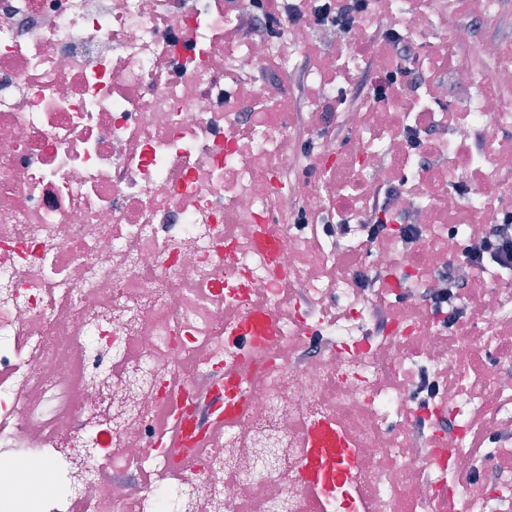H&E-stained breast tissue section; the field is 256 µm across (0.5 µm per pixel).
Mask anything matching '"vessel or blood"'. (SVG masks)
Here are the masks:
<instances>
[{
	"instance_id": "1",
	"label": "vessel or blood",
	"mask_w": 512,
	"mask_h": 512,
	"mask_svg": "<svg viewBox=\"0 0 512 512\" xmlns=\"http://www.w3.org/2000/svg\"><path fill=\"white\" fill-rule=\"evenodd\" d=\"M275 333V316L261 310L232 326V336L249 348L250 355L225 366L224 413L206 429H198L179 407L168 404L161 409L156 423L158 446L177 452L184 471L194 472L205 450L223 434L225 426L236 423L246 402L244 385L253 377L250 356L269 349ZM301 441L299 479L303 488L320 498L346 489L359 460L352 439L341 426L326 420L314 421L303 430Z\"/></svg>"
}]
</instances>
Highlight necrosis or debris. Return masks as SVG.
<instances>
[{
  "label": "necrosis or debris",
  "instance_id": "1",
  "mask_svg": "<svg viewBox=\"0 0 512 512\" xmlns=\"http://www.w3.org/2000/svg\"><path fill=\"white\" fill-rule=\"evenodd\" d=\"M371 2L348 33L283 7L258 39L251 0H0V476L36 454L65 462L87 512H311L301 431L331 419L356 440L363 512H512V265L463 257L512 236V45L485 73L454 52H486L502 0H462L473 23L455 28L440 0ZM381 23L416 76L330 137L341 98L395 63L368 41ZM301 117L320 137L291 182ZM384 191L388 230L365 240ZM233 305L277 314V347L185 474L144 448L171 386L200 403L238 356ZM104 434L113 469L172 483H109Z\"/></svg>",
  "mask_w": 512,
  "mask_h": 512
}]
</instances>
